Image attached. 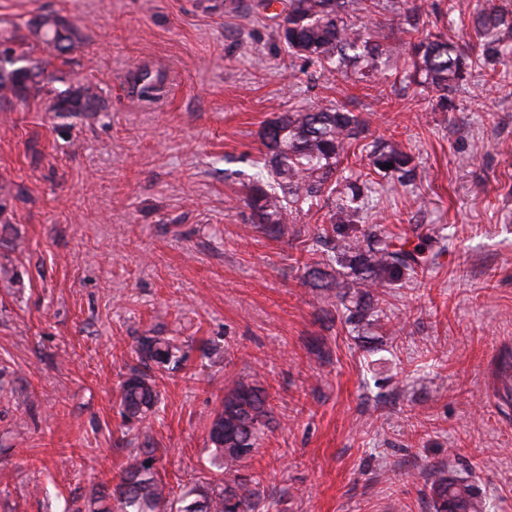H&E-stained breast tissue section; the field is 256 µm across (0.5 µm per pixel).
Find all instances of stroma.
<instances>
[{"label": "stroma", "instance_id": "stroma-1", "mask_svg": "<svg viewBox=\"0 0 512 512\" xmlns=\"http://www.w3.org/2000/svg\"><path fill=\"white\" fill-rule=\"evenodd\" d=\"M257 0H0V33L99 112L46 100L0 111V512H86L127 456L153 449L175 496L218 478L208 426L224 389L263 387L274 422L240 474L262 512H432V475L512 512V69L478 68L438 95L403 81L404 18L374 17L381 78L290 62ZM449 38L485 0H409ZM77 26L54 55L29 20ZM161 74L154 102L143 72ZM337 100L395 141L423 180L380 179L382 229L442 254L378 289L361 347L335 292L306 263L332 257L324 214L276 238L250 222L264 123ZM140 336H175L182 360L148 368L158 413L130 424L120 383ZM47 92H53L50 103L52 112H99L102 109L97 87L92 84L75 88L70 86L62 90L55 88ZM73 100H82V103L74 106Z\"/></svg>", "mask_w": 512, "mask_h": 512}]
</instances>
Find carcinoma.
I'll return each instance as SVG.
<instances>
[{
  "label": "carcinoma",
  "instance_id": "cac0c4a2",
  "mask_svg": "<svg viewBox=\"0 0 512 512\" xmlns=\"http://www.w3.org/2000/svg\"><path fill=\"white\" fill-rule=\"evenodd\" d=\"M381 7V0H288L277 34L292 61L319 64L362 75L382 73L378 36L370 24ZM42 31V43L59 53L72 45L75 28L69 23L43 18L31 21ZM473 28L481 43L485 64L512 65V10L487 0L474 17ZM411 51L419 58L408 80L441 96L448 107V92L464 79L470 42L450 41L442 31L419 28L417 20L404 30ZM46 75L40 60L19 53L12 37L0 38V103L27 105L45 90ZM139 97L151 101L160 89L162 78L145 72L138 79ZM102 109L97 87L53 89V112H98ZM365 128L364 120L341 103L318 104L312 108L282 112L268 121L261 132L266 178L244 185V199L251 210L252 223L283 236L288 225L304 209H330L329 221L357 224L364 198L371 188L370 173L352 180L344 176L342 165L358 148ZM373 172L397 177L402 183L419 176L413 157L397 142H383L369 154ZM429 244H396L392 237L372 232L368 242L352 240L334 247L339 262L351 273L338 275L315 264L308 277L314 288L336 290L348 302L345 321L360 325L372 317L371 295L383 283L401 278L428 259ZM141 361L166 368L177 362L179 348L163 336H141L134 349ZM161 392L146 371L131 372L122 383L121 407L129 419L142 420L152 415ZM272 421L271 410L262 388L237 382L224 393L220 408L210 423L213 446L212 465L222 471L224 483L202 486L188 496L174 499L156 470L150 453L129 454L120 481L108 496L92 497L89 512H112V499L119 512H256L259 502L248 483L239 479L240 464L253 452L260 435ZM433 512H482L474 488L438 477L431 483Z\"/></svg>",
  "mask_w": 512,
  "mask_h": 512
}]
</instances>
